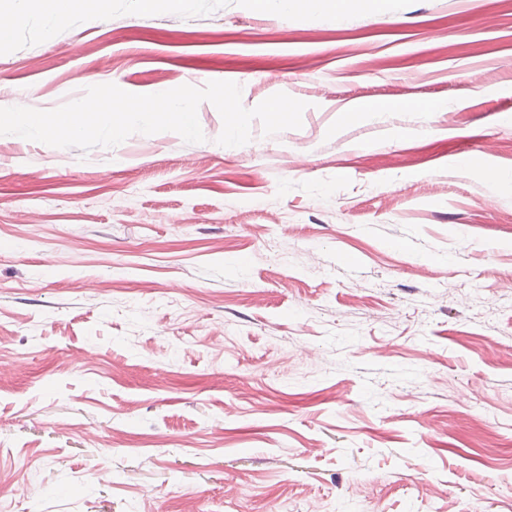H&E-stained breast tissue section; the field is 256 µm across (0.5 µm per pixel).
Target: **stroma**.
<instances>
[{
    "label": "stroma",
    "mask_w": 512,
    "mask_h": 512,
    "mask_svg": "<svg viewBox=\"0 0 512 512\" xmlns=\"http://www.w3.org/2000/svg\"><path fill=\"white\" fill-rule=\"evenodd\" d=\"M95 7L0 0V107H307L237 147L208 102L202 143L0 135V512H512V0ZM88 0H19L16 9L19 18L36 11L42 18L46 30L51 33L55 27L64 22L68 16L79 11ZM255 4L264 9H276L278 11L295 14L301 11L314 12L316 2H326L336 13V18H341L351 7L355 0H336V1H310V0H255ZM301 5L309 6L303 10Z\"/></svg>",
    "instance_id": "1"
}]
</instances>
